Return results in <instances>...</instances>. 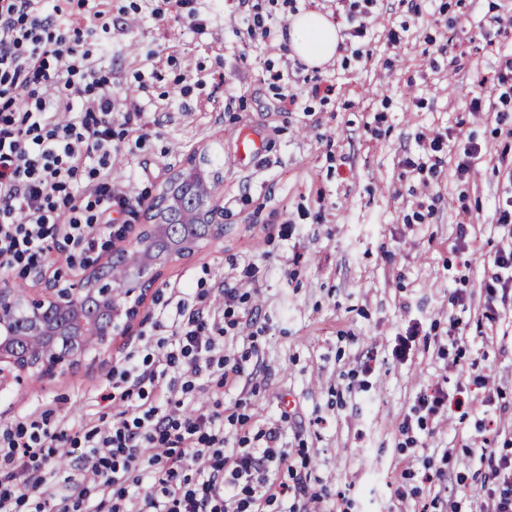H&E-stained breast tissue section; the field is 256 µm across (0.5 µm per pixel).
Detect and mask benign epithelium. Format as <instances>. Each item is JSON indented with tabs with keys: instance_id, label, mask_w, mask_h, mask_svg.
Segmentation results:
<instances>
[{
	"instance_id": "7a95c632",
	"label": "benign epithelium",
	"mask_w": 512,
	"mask_h": 512,
	"mask_svg": "<svg viewBox=\"0 0 512 512\" xmlns=\"http://www.w3.org/2000/svg\"><path fill=\"white\" fill-rule=\"evenodd\" d=\"M209 233L224 235V225L216 222L219 208L207 201L202 206ZM197 240L175 230L163 217L153 218L148 228L136 235V260L124 278L108 276L112 263L124 255L119 244L105 259L89 266L90 276L74 288H62L57 276L40 271L34 278L40 284L32 294L19 295L9 283H0V384H18L31 373L49 376L62 364L75 363L90 347L88 335L97 337L99 346L124 329L137 315L139 292L152 280L154 266L190 254Z\"/></svg>"
}]
</instances>
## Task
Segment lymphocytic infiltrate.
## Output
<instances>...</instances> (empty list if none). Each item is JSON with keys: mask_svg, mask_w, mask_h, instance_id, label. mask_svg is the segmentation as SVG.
Returning a JSON list of instances; mask_svg holds the SVG:
<instances>
[{"mask_svg": "<svg viewBox=\"0 0 512 512\" xmlns=\"http://www.w3.org/2000/svg\"><path fill=\"white\" fill-rule=\"evenodd\" d=\"M58 13L55 0H0V272L41 264L53 242L92 250L127 205L112 191V80ZM239 300L223 283L160 310L171 334L114 367L104 399L123 408L111 421L0 428V512H99L107 498L111 512H284L291 496L311 512L322 496L281 444L290 411L246 448L224 432L246 415L192 398L211 376L232 386L244 372L221 342ZM68 458L75 471L60 476ZM478 460L493 512H512V459L483 448Z\"/></svg>", "mask_w": 512, "mask_h": 512, "instance_id": "1", "label": "lymphocytic infiltrate"}]
</instances>
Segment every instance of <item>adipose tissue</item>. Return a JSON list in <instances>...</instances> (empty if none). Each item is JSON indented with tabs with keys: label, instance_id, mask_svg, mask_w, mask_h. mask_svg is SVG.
<instances>
[{
	"label": "adipose tissue",
	"instance_id": "ef3b65f1",
	"mask_svg": "<svg viewBox=\"0 0 512 512\" xmlns=\"http://www.w3.org/2000/svg\"><path fill=\"white\" fill-rule=\"evenodd\" d=\"M287 37L293 56L307 68L324 67L338 54V30L322 12L310 10L291 15Z\"/></svg>",
	"mask_w": 512,
	"mask_h": 512
}]
</instances>
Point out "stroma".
I'll list each match as a JSON object with an SVG mask.
<instances>
[{"mask_svg":"<svg viewBox=\"0 0 512 512\" xmlns=\"http://www.w3.org/2000/svg\"><path fill=\"white\" fill-rule=\"evenodd\" d=\"M297 5L329 12L339 31L341 55L323 69L305 70L281 41L283 0H59L70 27L95 30L116 115L141 110L147 139L112 158L113 182L132 187L126 222L141 230L169 181L194 164L224 209V234L159 268L109 346L53 375L0 385V422L48 410L111 417L98 395L113 364L170 333L157 323L164 290L223 281L244 295L224 352L244 359L249 376L205 395L240 403L254 432L278 420L282 401L295 402L283 443L304 449L307 482L332 512H422L433 502L447 512L453 501L489 512L472 450L488 436L512 455V294L490 321L483 288L511 241L494 212L512 196L500 171L512 136L495 118L512 113V101L501 102L490 79L512 60V0H381L361 38L343 0ZM282 75L296 83L290 112ZM315 83L331 93L312 95ZM474 95L485 111L469 110ZM439 130L449 137L436 154ZM243 138L251 155L240 153ZM469 141L486 152L460 177ZM417 162L438 168L420 172ZM463 213L473 251L456 239ZM456 294L463 305L452 304ZM414 324L408 360L394 359L396 336ZM367 360L369 375L360 371ZM440 380L466 387L470 408L426 417L407 444L400 422ZM432 468L442 479L427 481Z\"/></svg>","mask_w":512,"mask_h":512,"instance_id":"35a3bbf8","label":"stroma"}]
</instances>
